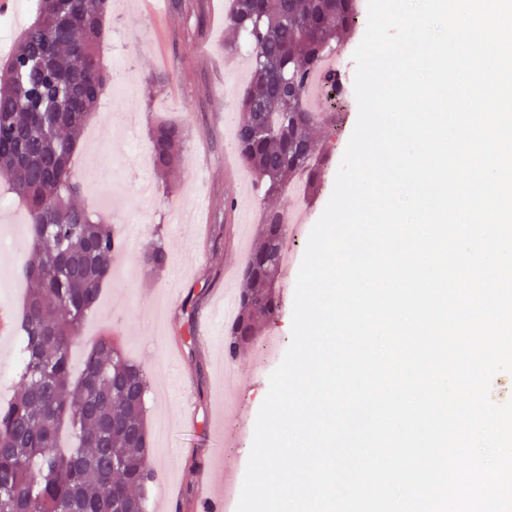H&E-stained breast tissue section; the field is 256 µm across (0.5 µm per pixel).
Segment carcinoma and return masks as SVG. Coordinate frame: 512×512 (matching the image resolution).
Instances as JSON below:
<instances>
[{
	"instance_id": "cac0c4a2",
	"label": "carcinoma",
	"mask_w": 512,
	"mask_h": 512,
	"mask_svg": "<svg viewBox=\"0 0 512 512\" xmlns=\"http://www.w3.org/2000/svg\"><path fill=\"white\" fill-rule=\"evenodd\" d=\"M110 9L111 0H38L0 61V177L24 201L31 228L30 258L18 271L31 285L18 323V383L0 405V512H146L141 491L155 477L146 455L145 368L98 339L87 345L79 377L71 375V350L112 278L116 247L111 225L78 203L70 167L112 81L99 52ZM356 10L357 0H231L233 39L224 47L244 48L251 61L234 143L265 197L302 172L313 187L330 161L315 130L335 131L341 87L327 75L325 104L314 111L306 86L352 32ZM184 141L178 124L154 128L157 172L172 169ZM286 234L284 212L266 210L224 340L231 359L277 316L273 285ZM141 262L154 272L165 267L162 240L145 248ZM65 421L74 445L63 449Z\"/></svg>"
}]
</instances>
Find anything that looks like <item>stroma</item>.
Listing matches in <instances>:
<instances>
[{
    "label": "stroma",
    "mask_w": 512,
    "mask_h": 512,
    "mask_svg": "<svg viewBox=\"0 0 512 512\" xmlns=\"http://www.w3.org/2000/svg\"><path fill=\"white\" fill-rule=\"evenodd\" d=\"M226 5L227 0H169L162 12L155 0H112L102 56L117 80L103 95L73 157L78 201L113 225L119 248L112 275L125 282L121 288L106 285L84 333L90 340L112 337L144 365L152 388L147 423L154 445L168 451L165 461L149 460L161 478L146 489L148 512H196L198 496L220 484L225 472L244 476L256 416L274 369L263 360L261 346L274 334L283 344L291 342L298 270H282L275 284L278 315L229 363L224 360L229 326L221 313L224 297L238 292L264 208L305 212L306 223L293 233L297 254H304L358 116L356 99L345 101L327 143L333 161L313 195L300 200L287 190L271 199L260 196L254 175L231 154L235 130L224 123L225 113L237 112L248 81L246 57L224 50L230 37ZM158 71L167 73L165 85L150 84V75ZM161 121L186 131L177 171L168 177L138 161ZM228 198L239 204L231 214L224 211ZM157 233L169 259L164 270L154 272L141 265L139 256ZM27 255L23 244L16 253H0V311L12 322L20 318L27 292L15 271ZM162 298L169 301L167 353L156 347L152 333L154 303ZM228 365L243 381L229 419L237 430L230 441L212 427L224 404L220 381Z\"/></svg>",
    "instance_id": "obj_1"
}]
</instances>
